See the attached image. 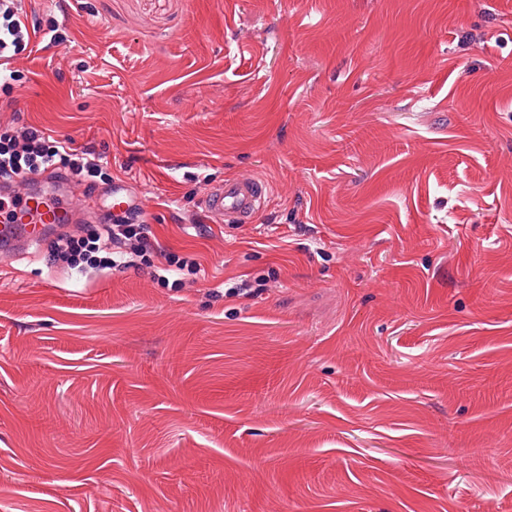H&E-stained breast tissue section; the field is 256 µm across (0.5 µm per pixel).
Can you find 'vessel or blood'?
Here are the masks:
<instances>
[{"label": "vessel or blood", "instance_id": "obj_1", "mask_svg": "<svg viewBox=\"0 0 512 512\" xmlns=\"http://www.w3.org/2000/svg\"><path fill=\"white\" fill-rule=\"evenodd\" d=\"M30 189L16 208L17 219L0 225V245L24 235L26 246L36 245L48 228L72 223L74 209L65 178L47 173L29 177ZM270 185L261 179H228L210 188L205 209L217 224H247L261 212L270 197ZM107 209L115 215L127 213L134 204L123 184L112 186Z\"/></svg>", "mask_w": 512, "mask_h": 512}]
</instances>
